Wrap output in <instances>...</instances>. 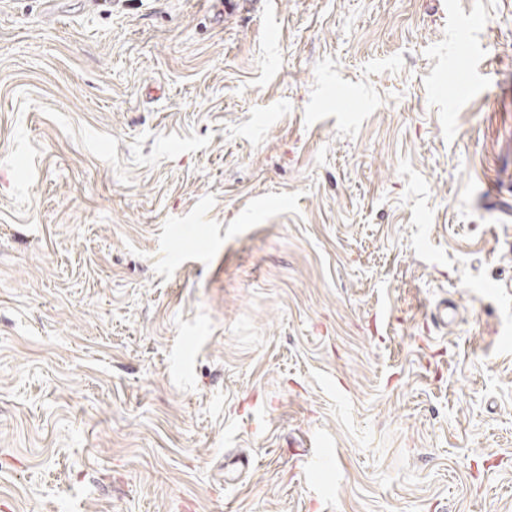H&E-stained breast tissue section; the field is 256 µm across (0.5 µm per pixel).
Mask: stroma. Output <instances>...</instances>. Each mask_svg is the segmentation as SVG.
Wrapping results in <instances>:
<instances>
[{
	"mask_svg": "<svg viewBox=\"0 0 512 512\" xmlns=\"http://www.w3.org/2000/svg\"><path fill=\"white\" fill-rule=\"evenodd\" d=\"M509 278L512 0H0V512H512Z\"/></svg>",
	"mask_w": 512,
	"mask_h": 512,
	"instance_id": "1",
	"label": "stroma"
}]
</instances>
